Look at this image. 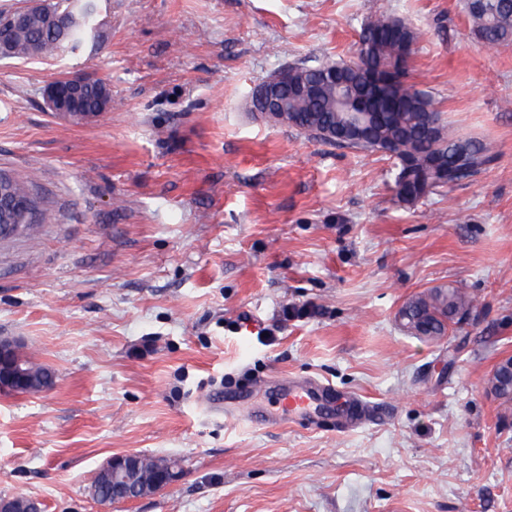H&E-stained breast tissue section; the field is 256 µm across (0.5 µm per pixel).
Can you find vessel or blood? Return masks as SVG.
<instances>
[{
	"mask_svg": "<svg viewBox=\"0 0 512 512\" xmlns=\"http://www.w3.org/2000/svg\"><path fill=\"white\" fill-rule=\"evenodd\" d=\"M278 407L270 412V420L288 418L289 422L312 426L326 416H334L340 428L359 425L371 409L356 395L337 399L331 385L306 379H291L278 384Z\"/></svg>",
	"mask_w": 512,
	"mask_h": 512,
	"instance_id": "1",
	"label": "vessel or blood"
}]
</instances>
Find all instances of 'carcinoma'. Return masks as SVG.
I'll return each instance as SVG.
<instances>
[{"label": "carcinoma", "mask_w": 512, "mask_h": 512, "mask_svg": "<svg viewBox=\"0 0 512 512\" xmlns=\"http://www.w3.org/2000/svg\"><path fill=\"white\" fill-rule=\"evenodd\" d=\"M471 34L482 48L512 45V0H465ZM45 13L26 15L15 27L0 57L32 60L54 58L63 53L87 50L97 53L107 34L101 19L100 0H46ZM419 32L406 20L389 13L370 16L361 27L358 48L365 54L364 65L344 61L319 62L321 70L334 73L322 84L319 97H293L288 102L289 126L315 131L341 130L345 115L336 104L339 87L351 89L363 99L364 109L373 114L368 127L370 141L363 149L381 144L398 160L394 184L401 186L399 202L414 205L423 186L432 189L454 187L485 170L496 157L493 144L484 139L457 138L445 125L438 127L439 142L428 130L430 97L406 82L408 58ZM80 111L97 112L104 100H112V86L103 79L84 84L79 91ZM13 190L30 198L36 224L43 215V198L32 192L24 178L11 174ZM475 297L459 287L421 293L405 303L407 315L425 324V336L441 338L475 308ZM25 367L47 387L57 381L55 371L25 358ZM498 383L497 397L512 402V378L493 370L488 378Z\"/></svg>", "instance_id": "obj_1"}]
</instances>
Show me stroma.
<instances>
[{
    "mask_svg": "<svg viewBox=\"0 0 512 512\" xmlns=\"http://www.w3.org/2000/svg\"><path fill=\"white\" fill-rule=\"evenodd\" d=\"M416 27L407 81L450 135L490 138L473 180L406 206L389 154L272 125L245 103L303 61L351 60L362 22ZM95 55L0 58V170L44 199L0 241V337L55 370L0 394V497L42 512H512V46L478 47L464 0H107ZM108 80L112 107L55 118L44 87ZM477 306L453 338L409 334L415 294ZM314 378L378 417L337 431L225 418L267 382ZM181 475L135 501L91 495L116 454Z\"/></svg>",
    "mask_w": 512,
    "mask_h": 512,
    "instance_id": "1",
    "label": "stroma"
}]
</instances>
